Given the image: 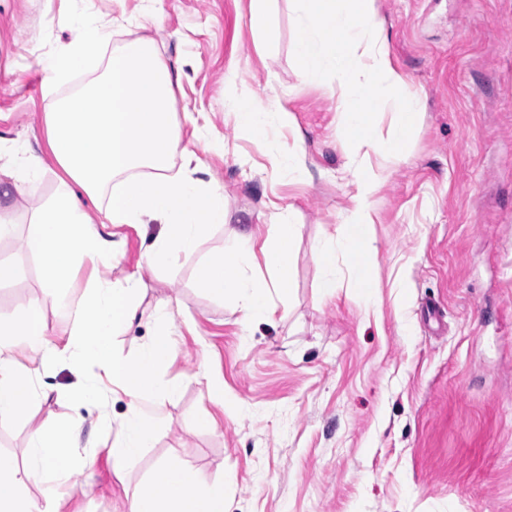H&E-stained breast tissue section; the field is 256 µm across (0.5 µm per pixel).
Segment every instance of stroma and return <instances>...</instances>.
Wrapping results in <instances>:
<instances>
[{"instance_id": "stroma-1", "label": "stroma", "mask_w": 512, "mask_h": 512, "mask_svg": "<svg viewBox=\"0 0 512 512\" xmlns=\"http://www.w3.org/2000/svg\"><path fill=\"white\" fill-rule=\"evenodd\" d=\"M376 7L393 64L425 108L407 136L409 162L390 167L373 198L370 310L356 289L324 298L317 287L316 248L342 231L348 188L336 172L348 152L336 141L335 95L298 77L290 0H271L262 30L250 0H0V137L44 160L39 178L10 197L19 222L0 238V266L13 271L0 278V319L43 296L26 221L66 177L45 116L95 77L45 80L75 15L111 21L114 51L155 40L182 74L173 106L183 139L226 195L225 225L166 269L143 260L158 223L114 229L122 246L109 279L138 273L147 317L174 304L176 357L162 375L180 387L154 399L164 421L126 480L114 477L106 447L125 398L75 402L96 372L90 360L44 361L32 420L0 425V458L20 467L35 425L80 424L93 463L72 470L64 512H126L152 465L177 458L223 480L227 512H512V0ZM238 93L279 99L295 129L243 136L226 117ZM205 139L230 150L203 152ZM298 143L309 168L302 181L275 162ZM275 204L294 210L290 294L273 295L271 318L247 321L233 302L197 288L195 270L223 250L229 230L274 237ZM203 358L233 409L209 400ZM208 416L215 428L200 427Z\"/></svg>"}]
</instances>
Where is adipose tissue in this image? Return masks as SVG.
<instances>
[{"label": "adipose tissue", "mask_w": 512, "mask_h": 512, "mask_svg": "<svg viewBox=\"0 0 512 512\" xmlns=\"http://www.w3.org/2000/svg\"><path fill=\"white\" fill-rule=\"evenodd\" d=\"M76 24L73 39L48 62V80L65 81L100 62L111 22L83 17ZM295 24L302 32L294 48L300 79L336 86L341 95L336 141L362 154L343 171L352 188L350 204L341 235L317 249V285L322 295L332 296L341 279H348L370 306L369 269L377 258L371 238L373 197L384 170L405 161L406 134L421 116L422 99L392 64L376 0H296ZM174 82L173 73L158 60L154 40L137 38L113 53L104 75L47 114V142L69 180L29 218L26 245L42 260L46 298L60 307L68 305L65 290L76 267L88 261L96 271L79 309L80 323L67 339L48 334L42 323L46 309L38 301L14 314L8 329L0 328V421L29 417L39 398L35 360L75 352L89 356L98 375L83 388L80 401H97L104 381L113 394L128 400L109 447L112 471L120 478L153 447L161 423L159 415L143 407V393L171 399L179 389L161 377L176 354L170 334L157 333L132 356L114 344L139 319L142 281L136 273L113 282L104 276L118 247L111 228L158 222L161 231L145 261L160 269L194 252L210 227L225 222L223 187L197 177L191 167L197 156L184 145L174 122ZM384 108L393 115L385 135L375 126ZM232 118L245 135L294 124L292 113L279 102L258 106L247 97L236 99ZM178 157L184 165L177 170L173 161ZM83 193L108 194L107 229H100L82 208ZM275 217L281 229L276 239L260 243L256 231L232 232L223 251L197 269V287L221 301L234 299L247 320L272 316L271 291L287 293L291 282L296 247L291 212L279 208ZM258 255L273 272V282L247 275ZM78 445L71 422L33 429L27 467L0 466V512H62L71 450ZM37 478L46 483L40 503L27 490ZM129 512H226L224 483L208 480L186 461H162L137 487Z\"/></svg>", "instance_id": "1"}]
</instances>
